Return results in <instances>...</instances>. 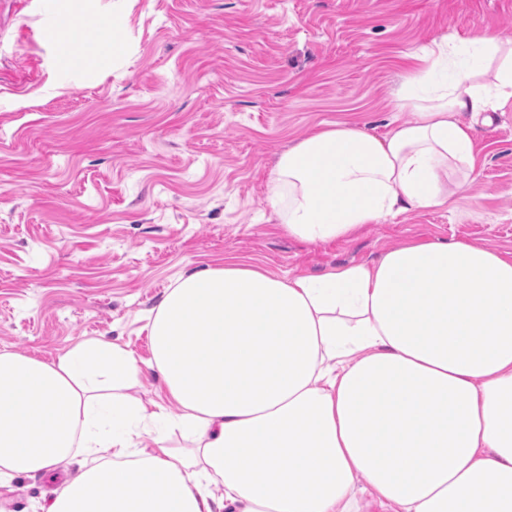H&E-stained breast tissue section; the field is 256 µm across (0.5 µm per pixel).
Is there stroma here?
Here are the masks:
<instances>
[{
    "mask_svg": "<svg viewBox=\"0 0 512 512\" xmlns=\"http://www.w3.org/2000/svg\"><path fill=\"white\" fill-rule=\"evenodd\" d=\"M485 26L512 40V0H0V351L120 343L141 361L137 397L175 415L147 323L185 272L318 277L450 239L512 255V108L477 125L447 207L306 243L266 200L281 152L330 123L386 135L408 118L390 98L413 55ZM83 468L16 476L0 512H44Z\"/></svg>",
    "mask_w": 512,
    "mask_h": 512,
    "instance_id": "stroma-1",
    "label": "stroma"
}]
</instances>
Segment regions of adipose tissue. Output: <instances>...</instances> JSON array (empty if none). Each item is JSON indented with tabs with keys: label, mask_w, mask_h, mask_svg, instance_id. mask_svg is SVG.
Returning <instances> with one entry per match:
<instances>
[{
	"label": "adipose tissue",
	"mask_w": 512,
	"mask_h": 512,
	"mask_svg": "<svg viewBox=\"0 0 512 512\" xmlns=\"http://www.w3.org/2000/svg\"><path fill=\"white\" fill-rule=\"evenodd\" d=\"M421 60L392 92L412 120L279 155L267 201L291 236L467 190L478 117L512 104V41L485 27ZM148 330L173 418L130 396L120 344L0 352V496L78 449L94 464L47 512H359L363 481L399 512H512V257L437 240L318 278L228 263L182 275ZM166 426L188 446H142Z\"/></svg>",
	"instance_id": "adipose-tissue-1"
}]
</instances>
